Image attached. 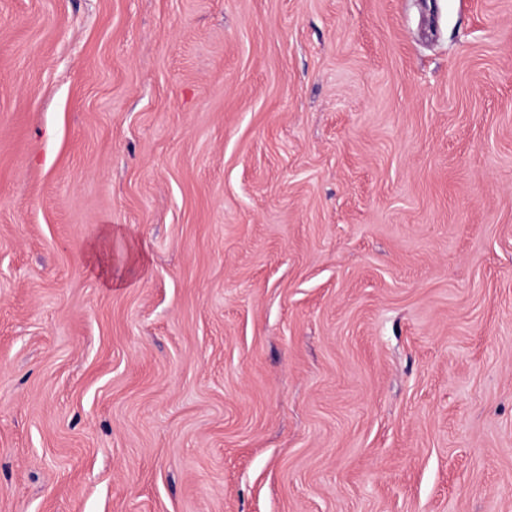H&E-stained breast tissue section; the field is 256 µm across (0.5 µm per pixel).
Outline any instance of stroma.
Segmentation results:
<instances>
[{
	"label": "stroma",
	"mask_w": 512,
	"mask_h": 512,
	"mask_svg": "<svg viewBox=\"0 0 512 512\" xmlns=\"http://www.w3.org/2000/svg\"><path fill=\"white\" fill-rule=\"evenodd\" d=\"M0 512H512V0H0Z\"/></svg>",
	"instance_id": "35a3bbf8"
}]
</instances>
